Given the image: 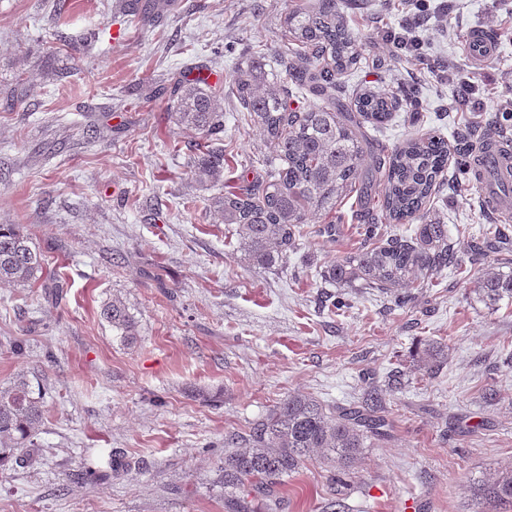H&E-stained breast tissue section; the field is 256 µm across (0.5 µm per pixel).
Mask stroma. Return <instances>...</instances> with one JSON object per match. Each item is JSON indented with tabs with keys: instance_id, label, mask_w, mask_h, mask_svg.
Instances as JSON below:
<instances>
[{
	"instance_id": "obj_1",
	"label": "stroma",
	"mask_w": 512,
	"mask_h": 512,
	"mask_svg": "<svg viewBox=\"0 0 512 512\" xmlns=\"http://www.w3.org/2000/svg\"><path fill=\"white\" fill-rule=\"evenodd\" d=\"M55 5L0 0V224L24 225L48 272L0 285V385L25 373L45 407L41 461L0 468V512H225V436L293 392L332 408L377 394L393 430L371 441L349 488L309 460L275 487L277 512H325L337 498L350 512H472L470 477L512 463V300L490 310L474 294L512 252L472 259L467 246L496 224L512 236V222L454 157L427 216L464 263L415 284L406 304L322 276L369 244V204L354 193L328 218L335 236L309 219L286 260L255 265L207 209L188 167L201 137L161 89L201 68L217 76L224 188L264 180L259 127L226 89L253 58L274 69L290 0H176L150 21L118 0H71L62 23ZM340 10L363 58L340 77L346 96L403 101L370 131L376 148L415 133L451 141L468 125L512 139V0H447L418 30L420 61L381 41L406 23L407 0ZM476 28L499 45L479 68L466 43ZM476 74L489 98L459 101ZM22 77L30 92L7 101ZM115 297L134 342L103 315ZM429 342L448 356L427 374L416 352Z\"/></svg>"
}]
</instances>
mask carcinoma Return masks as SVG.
Returning <instances> with one entry per match:
<instances>
[{
    "mask_svg": "<svg viewBox=\"0 0 512 512\" xmlns=\"http://www.w3.org/2000/svg\"><path fill=\"white\" fill-rule=\"evenodd\" d=\"M287 55L281 72L265 75L260 60L233 76L229 94L242 111L256 118L269 156L263 159L267 179L260 186L245 183L238 190L212 194L208 210L222 223L236 225L248 259L271 265L294 248L299 225L310 214L329 215L353 191L379 194L380 210L366 211L365 234L373 239L379 224H405L425 218V208L448 165V143L433 136H412L387 157L372 153L366 125L388 121L398 99L366 88L349 104L341 101L337 76L359 62L356 37L349 31L336 0H295L285 17ZM322 98L324 104L304 111L288 106L287 84ZM219 90L204 79H181L169 88L175 119L211 141L224 132ZM461 165L481 143L478 133L457 132ZM190 172L204 186L224 180V150L202 146ZM458 252L448 243V226L426 222L412 236L393 237L364 248L324 272L332 283L362 282L404 295L403 289L456 264ZM44 258L18 224H0V283L25 286L41 279ZM475 294L487 308L512 299V270L493 268L484 273ZM103 315L121 338L135 339V325L124 301L107 303ZM445 356L442 346L429 344L418 368L430 373ZM42 398L34 395L25 374L0 389V466L14 461L24 467L39 462L34 437L43 422ZM389 423L366 403L330 411L310 394L293 393L253 422L244 445L224 439V499L231 512H252L248 497H270L282 478L298 472L319 457L342 480L363 458L367 440L387 435ZM472 499L488 512L490 505L512 508V464L473 480Z\"/></svg>",
    "mask_w": 512,
    "mask_h": 512,
    "instance_id": "cac0c4a2",
    "label": "carcinoma"
}]
</instances>
